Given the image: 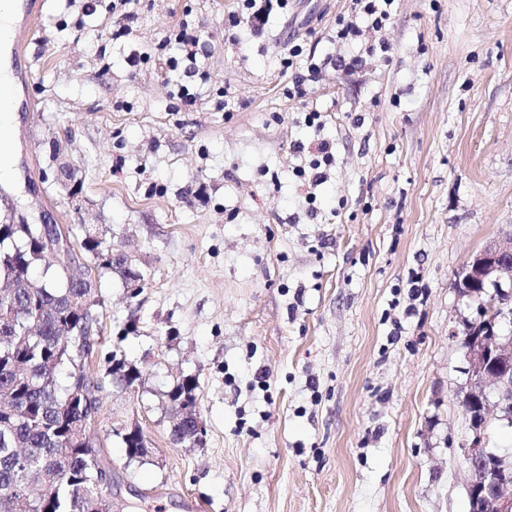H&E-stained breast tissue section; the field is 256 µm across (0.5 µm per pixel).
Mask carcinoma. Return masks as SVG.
<instances>
[{"label": "carcinoma", "instance_id": "cac0c4a2", "mask_svg": "<svg viewBox=\"0 0 512 512\" xmlns=\"http://www.w3.org/2000/svg\"><path fill=\"white\" fill-rule=\"evenodd\" d=\"M83 257L57 263L37 224H0V512H94L109 472L97 448L102 381L86 372L87 324L100 305L101 279L121 268L122 254L100 225L69 228ZM42 268L47 277L36 280ZM104 377L121 387L140 371L114 351ZM171 441L201 444L197 381L180 377L165 393ZM127 457L147 455L144 434H121Z\"/></svg>", "mask_w": 512, "mask_h": 512}]
</instances>
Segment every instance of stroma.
I'll list each match as a JSON object with an SVG mask.
<instances>
[{"label":"stroma","mask_w":512,"mask_h":512,"mask_svg":"<svg viewBox=\"0 0 512 512\" xmlns=\"http://www.w3.org/2000/svg\"><path fill=\"white\" fill-rule=\"evenodd\" d=\"M84 0H45L27 69L33 112L7 136L10 209L35 184L56 223L100 224L145 278L101 281L98 350L143 376L100 393L106 492L141 512H469L463 323L454 274L512 238V0H397L387 59L326 67L286 98L289 42L350 55V0H289L262 34L236 0H131L130 41ZM200 30L207 81L181 104L151 54ZM148 53L130 67L131 50ZM234 96L235 111L224 109ZM320 127L308 126L310 110ZM324 138L336 162L304 180ZM198 380L203 444L173 445L165 392ZM139 425L149 453L128 459Z\"/></svg>","instance_id":"35a3bbf8"}]
</instances>
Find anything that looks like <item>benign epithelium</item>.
<instances>
[{
  "mask_svg": "<svg viewBox=\"0 0 512 512\" xmlns=\"http://www.w3.org/2000/svg\"><path fill=\"white\" fill-rule=\"evenodd\" d=\"M41 224L56 260H67L73 246L66 230L52 222L49 213L39 212ZM462 296H479L488 288L512 287V242L491 243L472 253L454 275ZM512 325V308L507 302L481 303L466 320V366L468 390L462 406L470 415L472 432L461 446L469 468L467 494L469 512H512V457L488 448L490 411L502 418L512 416V338L505 334Z\"/></svg>",
  "mask_w": 512,
  "mask_h": 512,
  "instance_id": "obj_1",
  "label": "benign epithelium"
}]
</instances>
